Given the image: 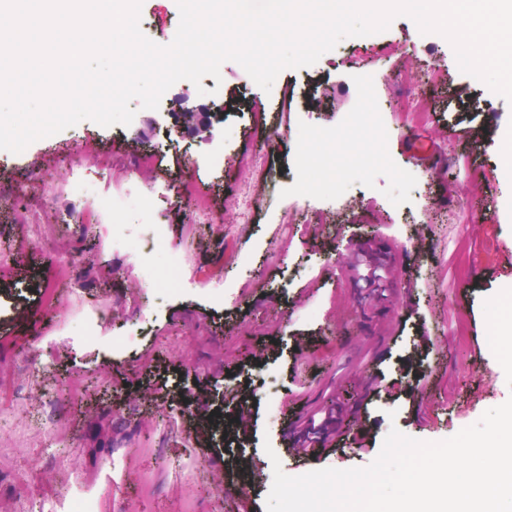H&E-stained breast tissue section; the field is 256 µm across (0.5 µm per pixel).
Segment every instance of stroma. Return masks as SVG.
Instances as JSON below:
<instances>
[{
    "label": "stroma",
    "mask_w": 512,
    "mask_h": 512,
    "mask_svg": "<svg viewBox=\"0 0 512 512\" xmlns=\"http://www.w3.org/2000/svg\"><path fill=\"white\" fill-rule=\"evenodd\" d=\"M178 23L176 0H143L152 41L169 44ZM220 73L178 81L130 125L83 120L21 153L0 150V226L10 230L0 237V370L17 389L0 413V512H42L43 500L73 494L110 496L112 512H232L240 488L250 512H266L274 467L297 476L375 459L345 430L298 455L300 416L346 407L378 448L393 428L447 439L512 395L483 310L512 288V166L500 151L512 104L406 16L283 70L284 106L242 81L236 62ZM469 95L491 129L479 142L448 131ZM185 99L216 113L211 138L176 134ZM254 105L270 110L267 130L251 128ZM143 154L157 167L137 166ZM262 157L271 181L255 204L245 188ZM80 177L142 205L103 211L87 237ZM186 178L221 223H199L181 203ZM116 224L132 238L119 249ZM146 224L167 227L168 252L181 258L176 290L141 277L135 240ZM168 252L147 260L163 265ZM359 254L386 270L383 297L359 283ZM62 259L68 283L43 310L38 292ZM404 365L424 378L398 400L369 389ZM199 407L213 427L197 429ZM229 414L246 419L233 435Z\"/></svg>",
    "instance_id": "1"
}]
</instances>
